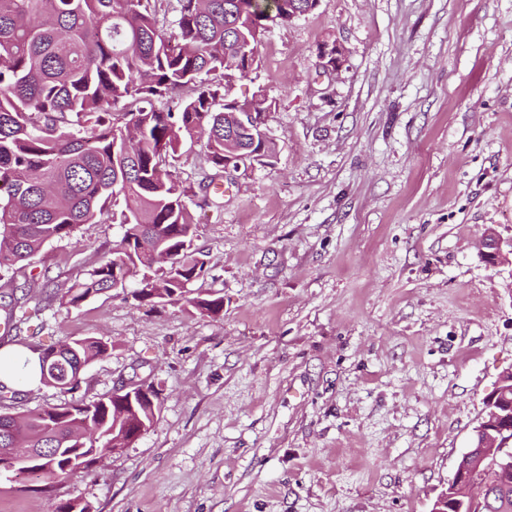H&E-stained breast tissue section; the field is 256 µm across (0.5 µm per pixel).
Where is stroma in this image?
<instances>
[{
    "label": "stroma",
    "instance_id": "stroma-1",
    "mask_svg": "<svg viewBox=\"0 0 512 512\" xmlns=\"http://www.w3.org/2000/svg\"><path fill=\"white\" fill-rule=\"evenodd\" d=\"M340 42L345 61L319 66ZM255 71L216 74L226 100L264 97L271 166L216 174L206 140L167 168L215 185L194 208L207 262L187 301L117 288L39 309L40 271L83 278L123 229L80 225L0 273L28 284L0 349L101 337L79 388L0 400L25 414L154 387L150 429L103 466L47 486L0 475V512H431L483 399L512 371V0H320L261 34ZM219 298V315L193 297ZM481 254L490 266L512 264V239L504 248L503 241L492 230H487L480 240Z\"/></svg>",
    "mask_w": 512,
    "mask_h": 512
}]
</instances>
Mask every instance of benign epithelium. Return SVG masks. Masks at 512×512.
Instances as JSON below:
<instances>
[{
  "instance_id": "1",
  "label": "benign epithelium",
  "mask_w": 512,
  "mask_h": 512,
  "mask_svg": "<svg viewBox=\"0 0 512 512\" xmlns=\"http://www.w3.org/2000/svg\"><path fill=\"white\" fill-rule=\"evenodd\" d=\"M321 67L335 71L342 66L344 50L339 43L324 42L318 49ZM237 124L249 130L259 128L262 142L269 141L267 133L261 129L260 120L254 112L235 113ZM481 254L491 266L512 264V241L503 246V241L488 230L480 240ZM512 390V378L500 375L493 389L484 397V414L474 427L476 447L480 455L473 456L468 449L457 462L453 477L447 489L437 498L432 512H460L470 503H477L488 492L489 480L506 483L512 477V403H507L504 395ZM147 392L141 385H122L112 392V398L126 404L134 402L136 395Z\"/></svg>"
}]
</instances>
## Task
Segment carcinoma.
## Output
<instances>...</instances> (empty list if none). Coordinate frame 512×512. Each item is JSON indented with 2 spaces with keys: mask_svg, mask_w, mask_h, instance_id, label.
Returning a JSON list of instances; mask_svg holds the SVG:
<instances>
[{
  "mask_svg": "<svg viewBox=\"0 0 512 512\" xmlns=\"http://www.w3.org/2000/svg\"><path fill=\"white\" fill-rule=\"evenodd\" d=\"M158 0H0V270L11 269L81 224L108 218L124 226L114 257L64 288L42 273L50 307L77 308L130 277L134 299L184 300L201 314L220 299L188 298L205 273L193 245L196 195L164 169L183 140L206 137L208 160L224 170L231 139L249 163L267 166L273 142L231 136L234 112L263 115L258 102L221 103L208 76H247L256 63L236 43L288 23V7L316 0H177L172 29ZM192 84L196 94L179 96ZM169 99L158 109L154 101ZM38 353L41 382L74 391L108 343L67 338ZM158 393L124 410L112 397L47 404L29 414L0 413V474L38 471L51 483L113 458L114 439L151 424ZM14 448H44L18 465ZM480 512H512V484L492 488Z\"/></svg>",
  "mask_w": 512,
  "mask_h": 512,
  "instance_id": "1",
  "label": "carcinoma"
}]
</instances>
